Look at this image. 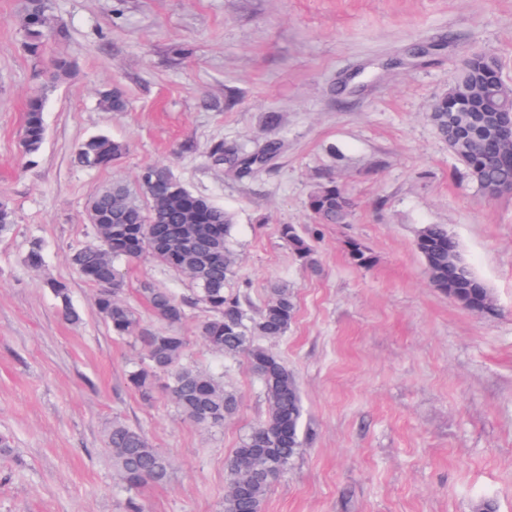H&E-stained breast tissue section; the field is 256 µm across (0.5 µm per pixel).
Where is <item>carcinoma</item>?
Instances as JSON below:
<instances>
[{
    "instance_id": "1",
    "label": "carcinoma",
    "mask_w": 512,
    "mask_h": 512,
    "mask_svg": "<svg viewBox=\"0 0 512 512\" xmlns=\"http://www.w3.org/2000/svg\"><path fill=\"white\" fill-rule=\"evenodd\" d=\"M56 34L50 0H26L21 15L24 53L41 59ZM505 82L497 58L472 53L453 85L485 88ZM98 95L103 110L126 111L128 101L120 87L107 85ZM481 106L480 100H459L445 91L435 98L430 121L479 193H485L489 184L511 192L512 140L490 131ZM24 112L20 148L33 163L46 136L44 97L31 95ZM282 147L275 138L251 145L216 140L208 146L207 158L238 179H250L268 169ZM128 150L126 142L96 134L77 146L76 160L81 166L105 170ZM138 184L139 200L120 181L89 199L86 211L92 237L71 249L70 264L98 288L96 310L112 334L142 347L126 374L128 384L142 399L150 401L160 391L182 416L203 428H220L224 419L236 412L237 397L224 388V374L197 368L191 362L187 338L175 331L197 313L202 314L199 337L209 348L228 359H246L262 384L268 414L227 460L224 512H263L269 490L288 473L304 444V407L297 382L279 354L263 344L288 332L296 313L294 294L288 286L274 284L267 289L262 305L255 306L248 283L237 277L232 216L207 197L193 193L164 165L144 168ZM307 208L317 224H346L352 202L331 178L309 195ZM279 234L304 266L316 265L312 237L303 236L292 224L280 225ZM415 246L432 287L444 293L456 289L457 301L464 304L483 293L492 299L489 288L468 266L448 278V253L459 251L448 225H424ZM143 258L184 275L192 284L190 297L143 285L140 293L158 323L156 327L145 325L123 298L120 263ZM25 263L34 270L43 266L40 240H30ZM49 288L59 302L62 318L70 324L81 323L82 312L72 303L66 285L51 281ZM105 444L126 494L125 512H144L138 492L148 483L170 479V458L153 447L140 428L121 421L112 422Z\"/></svg>"
}]
</instances>
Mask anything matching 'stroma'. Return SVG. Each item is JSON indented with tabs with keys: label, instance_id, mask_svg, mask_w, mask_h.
Masks as SVG:
<instances>
[{
	"label": "stroma",
	"instance_id": "1",
	"mask_svg": "<svg viewBox=\"0 0 512 512\" xmlns=\"http://www.w3.org/2000/svg\"><path fill=\"white\" fill-rule=\"evenodd\" d=\"M22 5L0 0V200L14 212L0 236V433L14 438L0 512H124L103 447L115 419L174 461L168 484L140 489L146 512H223L226 462L267 416L246 361L217 356L193 318L180 328L192 360L223 370L237 413L204 430L164 394L142 400L126 380L137 347L112 336L95 288L68 264L91 231L89 199L116 180L137 190L153 164L233 213L254 303L274 281L294 292L295 320L270 346L298 383L306 436L265 512H512V193L483 198L429 122L469 54L495 55L512 80V0H53L61 34L41 61L20 47ZM58 55L77 70L56 81ZM107 83L123 87L128 111L100 107ZM35 90L47 137L30 165L19 141ZM99 133L129 152L107 170L80 167L77 144ZM264 135L283 151L252 179L206 157L212 141ZM329 177L354 211L315 226L305 202ZM283 224L317 229L316 268L292 256ZM426 224L458 239L495 313L429 285L415 248ZM34 238L39 273L23 261ZM350 241L370 267L351 263ZM122 273L144 318L143 282L190 288L149 260ZM49 278L68 285L81 325L60 319Z\"/></svg>",
	"mask_w": 512,
	"mask_h": 512
}]
</instances>
